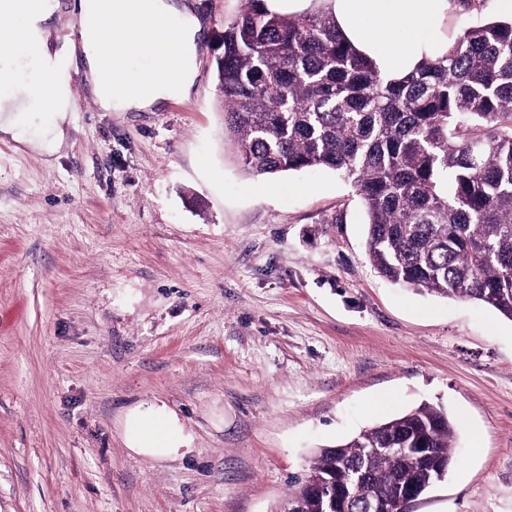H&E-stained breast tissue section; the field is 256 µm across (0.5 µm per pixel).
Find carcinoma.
Masks as SVG:
<instances>
[{
    "label": "carcinoma",
    "mask_w": 512,
    "mask_h": 512,
    "mask_svg": "<svg viewBox=\"0 0 512 512\" xmlns=\"http://www.w3.org/2000/svg\"><path fill=\"white\" fill-rule=\"evenodd\" d=\"M263 0L224 24L216 58L224 124L255 176L327 168L366 215L367 256L384 278L476 300L512 320V20L462 28L448 53L383 74L324 10L277 14ZM459 428L423 403L334 448L312 451L288 497L322 512L365 473L390 512L405 482L429 487L455 463ZM371 448H429L420 462Z\"/></svg>",
    "instance_id": "obj_1"
}]
</instances>
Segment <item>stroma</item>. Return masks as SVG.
I'll use <instances>...</instances> for the list:
<instances>
[{
  "instance_id": "35a3bbf8",
  "label": "stroma",
  "mask_w": 512,
  "mask_h": 512,
  "mask_svg": "<svg viewBox=\"0 0 512 512\" xmlns=\"http://www.w3.org/2000/svg\"><path fill=\"white\" fill-rule=\"evenodd\" d=\"M187 3V94L101 111L78 57L54 154L0 141V512H273L311 449L425 402L456 462L411 512H512V320L380 277L335 171H242L216 59L245 2ZM143 404L191 453L128 449Z\"/></svg>"
}]
</instances>
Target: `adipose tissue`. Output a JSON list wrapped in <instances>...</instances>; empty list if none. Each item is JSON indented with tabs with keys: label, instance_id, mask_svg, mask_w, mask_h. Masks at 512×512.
I'll return each mask as SVG.
<instances>
[{
	"label": "adipose tissue",
	"instance_id": "1",
	"mask_svg": "<svg viewBox=\"0 0 512 512\" xmlns=\"http://www.w3.org/2000/svg\"><path fill=\"white\" fill-rule=\"evenodd\" d=\"M344 36L372 59L381 72L400 77L448 49L451 0H323ZM57 0H0V139L24 142L33 151L52 154L71 122L76 103L71 92L75 53L86 61L85 76L99 108L105 112L143 111L185 93L196 76L200 25L189 7L171 0H77L78 41L53 45L49 22ZM35 62L51 79L19 90L13 77L16 57ZM144 62L147 92L138 91L127 72L132 61ZM46 114L47 132L24 137L29 100ZM132 452L165 460L185 448L181 427L154 405L132 410L124 421Z\"/></svg>",
	"mask_w": 512,
	"mask_h": 512
}]
</instances>
